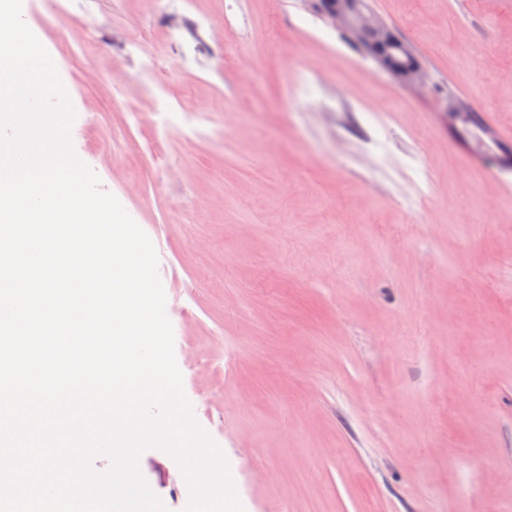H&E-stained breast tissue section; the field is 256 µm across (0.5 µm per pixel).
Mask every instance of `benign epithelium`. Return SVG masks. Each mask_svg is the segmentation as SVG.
<instances>
[{"label": "benign epithelium", "instance_id": "1", "mask_svg": "<svg viewBox=\"0 0 512 512\" xmlns=\"http://www.w3.org/2000/svg\"><path fill=\"white\" fill-rule=\"evenodd\" d=\"M326 19L333 27L343 31L367 30L374 33L376 49L384 67L391 73H403L406 82L412 86L426 85L428 73L414 64L411 50L399 42L386 23L365 10L356 0H338Z\"/></svg>", "mask_w": 512, "mask_h": 512}]
</instances>
